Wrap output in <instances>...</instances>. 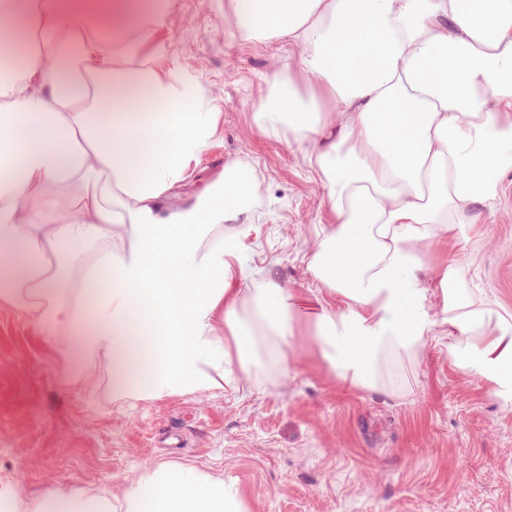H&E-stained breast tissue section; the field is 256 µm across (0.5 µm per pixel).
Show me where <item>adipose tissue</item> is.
<instances>
[{
	"instance_id": "1",
	"label": "adipose tissue",
	"mask_w": 512,
	"mask_h": 512,
	"mask_svg": "<svg viewBox=\"0 0 512 512\" xmlns=\"http://www.w3.org/2000/svg\"><path fill=\"white\" fill-rule=\"evenodd\" d=\"M171 0H0V306L62 358L66 391L108 405L236 387L260 337L287 366L317 312L331 371L375 391L433 321L420 250L494 210L512 173V0H229L243 34L299 50L257 109L320 174L336 216L309 267L333 310L232 268L224 226L261 183L238 165L165 200L218 127L202 82L153 62ZM444 267L448 353L512 401V317L491 319ZM499 332L488 336L490 323ZM5 512H246L222 474L160 462L123 497L0 487Z\"/></svg>"
}]
</instances>
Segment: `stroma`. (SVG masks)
I'll list each match as a JSON object with an SVG mask.
<instances>
[{
  "instance_id": "obj_1",
  "label": "stroma",
  "mask_w": 512,
  "mask_h": 512,
  "mask_svg": "<svg viewBox=\"0 0 512 512\" xmlns=\"http://www.w3.org/2000/svg\"><path fill=\"white\" fill-rule=\"evenodd\" d=\"M224 3L172 0L167 16L162 64L191 67L219 129L174 200H194L228 165L256 171L261 189L242 223L225 225V243L255 277L343 307L309 267L335 221L320 178L297 144L255 119L288 50L244 38ZM422 252L433 335L416 359L391 364L375 392L329 371L316 323L301 315L288 371L259 359L233 389L110 406L59 390L56 356L20 312L1 307L0 482L28 494L103 486L119 497L144 466L171 461L222 471L249 512H512V402L449 356L436 280L455 261L475 306L512 312V174L494 211Z\"/></svg>"
}]
</instances>
